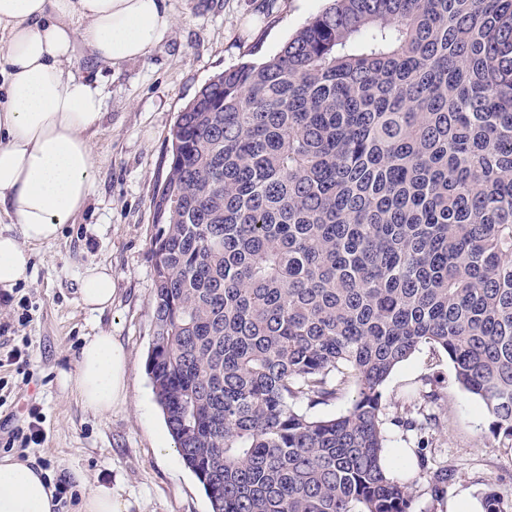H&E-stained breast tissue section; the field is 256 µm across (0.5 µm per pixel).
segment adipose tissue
Returning a JSON list of instances; mask_svg holds the SVG:
<instances>
[{
    "label": "adipose tissue",
    "instance_id": "1",
    "mask_svg": "<svg viewBox=\"0 0 512 512\" xmlns=\"http://www.w3.org/2000/svg\"><path fill=\"white\" fill-rule=\"evenodd\" d=\"M172 27L161 0H0V210L21 228L0 234V288L27 279L28 245L55 240L94 188L102 91L76 61L143 58ZM113 294L110 268L86 270L85 308L104 311ZM63 384L85 407L111 412L125 397V349L107 333L85 337ZM54 494L42 469L0 457V512H53Z\"/></svg>",
    "mask_w": 512,
    "mask_h": 512
}]
</instances>
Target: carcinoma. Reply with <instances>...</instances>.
<instances>
[{
  "label": "carcinoma",
  "instance_id": "cac0c4a2",
  "mask_svg": "<svg viewBox=\"0 0 512 512\" xmlns=\"http://www.w3.org/2000/svg\"><path fill=\"white\" fill-rule=\"evenodd\" d=\"M168 142L145 368L211 512H412L383 390L423 345L512 449V0H330ZM418 466L443 501L454 469Z\"/></svg>",
  "mask_w": 512,
  "mask_h": 512
}]
</instances>
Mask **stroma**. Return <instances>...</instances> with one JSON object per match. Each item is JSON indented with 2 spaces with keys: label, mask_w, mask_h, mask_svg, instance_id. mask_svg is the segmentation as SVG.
Returning a JSON list of instances; mask_svg holds the SVG:
<instances>
[{
  "label": "stroma",
  "mask_w": 512,
  "mask_h": 512,
  "mask_svg": "<svg viewBox=\"0 0 512 512\" xmlns=\"http://www.w3.org/2000/svg\"><path fill=\"white\" fill-rule=\"evenodd\" d=\"M328 0H163L171 32L143 59L117 66L79 59L103 87L102 118L93 137L98 165L93 194L58 238L30 249L29 278L11 288L17 308L0 305V355L29 338L34 363L29 380L0 368V399L37 404L45 440L26 462L47 463L79 493L107 487L129 512H210L209 501L184 466L157 404L145 363L153 334L155 233L152 199L166 172L169 131L178 113L214 75L238 63L274 55ZM112 269L115 295L103 312L80 302L86 270ZM111 334L128 354L123 402L100 415L63 391L61 373L74 371L84 337ZM443 399L448 421L427 452L455 469L446 499L432 504L418 477L415 434L397 416L416 407L424 391ZM384 429L392 475L409 485L414 512H450L459 499L480 502L492 489L512 490V449L490 433L491 416L455 380L447 356L423 346L392 372L384 387Z\"/></svg>",
  "instance_id": "obj_1"
}]
</instances>
